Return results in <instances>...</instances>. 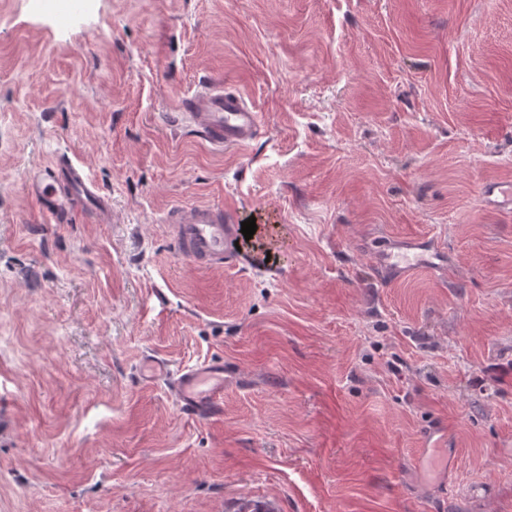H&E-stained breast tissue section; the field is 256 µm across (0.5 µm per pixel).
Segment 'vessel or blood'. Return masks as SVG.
<instances>
[{
    "mask_svg": "<svg viewBox=\"0 0 512 512\" xmlns=\"http://www.w3.org/2000/svg\"><path fill=\"white\" fill-rule=\"evenodd\" d=\"M180 106L183 117L216 147L246 146L261 130L260 115L244 96L221 87L202 86L182 98ZM65 170L62 176L50 169L29 179V195L51 213L57 211L59 197L69 195L98 211H106L107 202L80 171L70 163ZM165 221L172 228L179 252L203 268L227 264L229 248L240 235L233 214L219 205L176 204L167 211ZM439 258V251L423 238L411 237L397 248L379 252L376 265L402 273L416 267H432ZM141 374L148 379L166 380L179 408L192 415L214 414L224 395V364L220 361H205L174 374L165 361L155 358L146 361Z\"/></svg>",
    "mask_w": 512,
    "mask_h": 512,
    "instance_id": "1",
    "label": "vessel or blood"
}]
</instances>
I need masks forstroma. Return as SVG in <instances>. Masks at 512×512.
<instances>
[{
  "label": "stroma",
  "instance_id": "obj_1",
  "mask_svg": "<svg viewBox=\"0 0 512 512\" xmlns=\"http://www.w3.org/2000/svg\"><path fill=\"white\" fill-rule=\"evenodd\" d=\"M205 82L247 148L178 114ZM59 162L111 223L28 194ZM508 181L512 0H0V512H512ZM177 203L264 232L199 269ZM411 236L443 263L383 276ZM149 356L223 362L219 410ZM181 114L216 147L240 148L255 140L261 130L260 114L244 96L224 87L203 85L181 99Z\"/></svg>",
  "mask_w": 512,
  "mask_h": 512
}]
</instances>
